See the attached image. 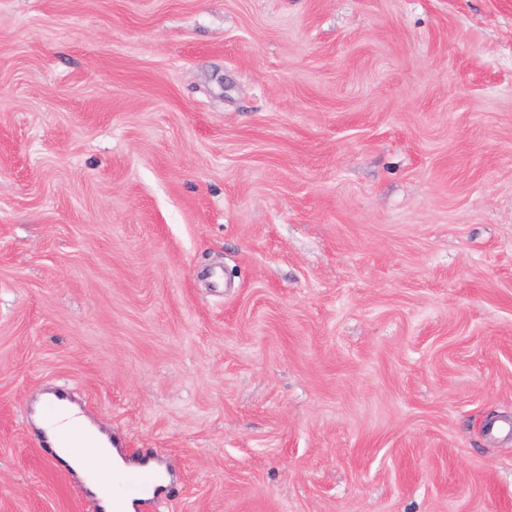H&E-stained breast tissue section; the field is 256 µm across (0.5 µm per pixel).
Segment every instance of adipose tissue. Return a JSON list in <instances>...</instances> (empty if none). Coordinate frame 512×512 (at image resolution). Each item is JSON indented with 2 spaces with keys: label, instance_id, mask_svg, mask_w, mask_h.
Returning <instances> with one entry per match:
<instances>
[{
  "label": "adipose tissue",
  "instance_id": "1",
  "mask_svg": "<svg viewBox=\"0 0 512 512\" xmlns=\"http://www.w3.org/2000/svg\"><path fill=\"white\" fill-rule=\"evenodd\" d=\"M41 402L61 407L58 417L50 419L41 414L34 417L56 456L84 482L90 493L108 489L113 468L121 464L122 459L107 435L76 405L59 400L56 394H44Z\"/></svg>",
  "mask_w": 512,
  "mask_h": 512
}]
</instances>
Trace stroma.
<instances>
[{
  "label": "stroma",
  "mask_w": 512,
  "mask_h": 512,
  "mask_svg": "<svg viewBox=\"0 0 512 512\" xmlns=\"http://www.w3.org/2000/svg\"><path fill=\"white\" fill-rule=\"evenodd\" d=\"M512 512V0H0V512ZM43 404L61 407L55 418H47L41 411L34 416L36 426L56 456L84 482L90 493L107 491L112 485L113 467L123 463L107 435L81 414L76 405L68 400H59L56 394H44L39 406ZM168 476L167 468L157 459L142 458L134 463L125 461L124 469L118 470L113 478L112 496L109 494L107 499H99V506L106 512H112V498L116 509L126 499L152 500L159 483Z\"/></svg>",
  "instance_id": "stroma-1"
}]
</instances>
